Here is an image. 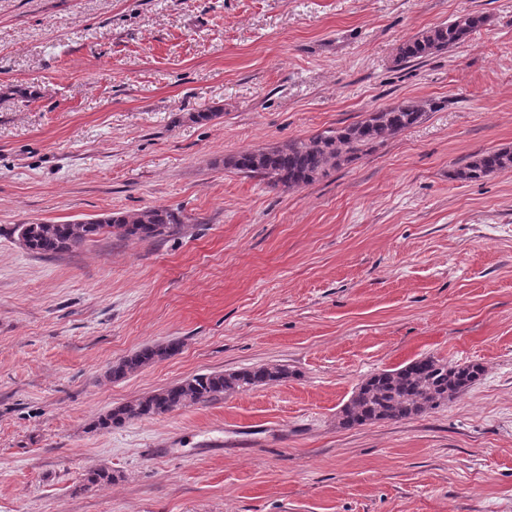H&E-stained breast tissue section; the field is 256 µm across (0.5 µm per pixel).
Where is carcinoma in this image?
<instances>
[{"label":"carcinoma","instance_id":"carcinoma-1","mask_svg":"<svg viewBox=\"0 0 512 512\" xmlns=\"http://www.w3.org/2000/svg\"><path fill=\"white\" fill-rule=\"evenodd\" d=\"M485 17L462 13L452 21L426 30L403 42L395 61L406 63L447 50L469 38ZM425 107L404 100L368 114L344 127L318 133L286 145L244 151L224 159V167L259 178L271 187L298 189L359 159L374 145L418 124ZM512 169V150L484 151L470 157L452 172L460 181H473L498 171ZM181 223L180 215L168 208L153 207L136 213L107 216L94 224H19L15 232L33 253L52 256L104 232L123 238H156L170 233ZM180 343L164 347L144 346L112 369L115 379L149 364L157 357L178 352ZM484 373L479 363L457 364L433 356L413 359L393 369L371 374L355 389L339 416L343 429H354L378 421H402L421 416L448 404L471 388ZM290 376L284 364L260 365L231 372L198 374L192 378L118 406L100 416L101 428H117L126 422L173 411L187 403H206L225 395L248 391L282 381ZM112 482V471H89L85 486Z\"/></svg>","mask_w":512,"mask_h":512}]
</instances>
